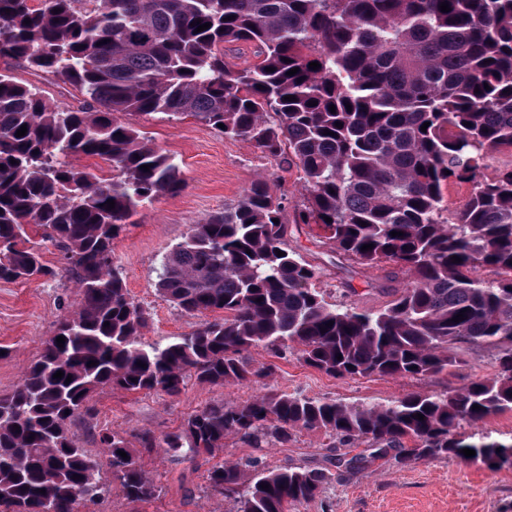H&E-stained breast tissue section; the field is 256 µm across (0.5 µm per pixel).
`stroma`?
<instances>
[{
    "label": "stroma",
    "instance_id": "1",
    "mask_svg": "<svg viewBox=\"0 0 512 512\" xmlns=\"http://www.w3.org/2000/svg\"><path fill=\"white\" fill-rule=\"evenodd\" d=\"M14 74L19 81L37 87L52 103L73 104L81 97L76 87L52 75L24 68L15 69ZM129 121L175 158L185 180L178 195L142 204L112 245L130 296L149 315L144 342L163 343L191 332L200 322L199 317L175 308L157 290L164 258L185 239L191 225L223 211L261 176L268 178L274 193L283 198L288 215L301 209L303 191L296 169L282 158L264 153L248 141L224 138L194 118L176 120L154 112L130 116ZM289 247L318 269L316 286L328 303L343 302L360 311L375 312L391 300L392 283L385 279L383 270L339 254L316 238L310 226L300 225L290 237ZM43 257L56 271V278L0 280V346L9 349L8 355L0 358V395L13 391L40 355L56 320L79 301L74 283L63 271L59 251L48 248ZM251 356L270 368L267 379L237 386L202 385L192 379L173 398L103 389L94 394L91 404L101 427L123 431L133 443L145 431L159 437L176 431L190 414L206 405L243 402L269 391L346 404L382 405L416 393L440 394L492 376L495 352L463 347L459 364L447 373L424 378L332 377L307 366L294 354L284 358L259 348ZM72 431L75 439L97 456L100 473L110 487L90 512L237 510L233 499L209 492L208 462L174 464L160 451L141 457L145 470L161 486L159 496L146 504H130L84 424L76 423ZM343 451V446L320 430L298 432L288 443L258 449L232 437L226 441L223 457L237 460L255 455L269 469L285 465L320 468ZM296 512H512V469L492 473L453 457H436L403 468L375 460L355 469L337 470L323 493L298 506Z\"/></svg>",
    "mask_w": 512,
    "mask_h": 512
}]
</instances>
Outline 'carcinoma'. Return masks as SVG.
I'll return each instance as SVG.
<instances>
[{
	"label": "carcinoma",
	"mask_w": 512,
	"mask_h": 512,
	"mask_svg": "<svg viewBox=\"0 0 512 512\" xmlns=\"http://www.w3.org/2000/svg\"><path fill=\"white\" fill-rule=\"evenodd\" d=\"M197 20L211 27L197 33ZM227 44L254 61L227 62ZM16 66L74 85L80 105L48 102ZM152 112L286 156L307 200L294 223L363 265H389L390 279L403 276L394 298L376 313L327 303L317 269L288 249L286 206L262 178L191 225L159 274L176 308L224 318L144 343L149 317L112 244L141 202L184 186L174 158L117 118ZM502 152L512 153V0H0V279L54 277L41 252L49 242L80 296L0 396V512H79L78 500L104 498L99 465L71 433L79 419L131 503L160 491L140 455L161 449L195 463L224 452L230 436L259 446L321 429L350 448L369 443L372 458L394 450L402 466L449 455L512 468V438L457 433L512 411V165L486 174ZM80 156L108 162L112 176L70 162ZM450 184L470 186L460 209L448 208ZM463 345L496 351L492 377L385 405L269 392L207 405L160 438L145 431L139 449L98 428L89 406L104 388L173 398L191 378L257 382L270 376L249 358L259 347L357 378L439 374ZM328 479L324 468L267 470L253 457L212 466L208 489L235 497L237 512H294Z\"/></svg>",
	"instance_id": "carcinoma-1"
}]
</instances>
